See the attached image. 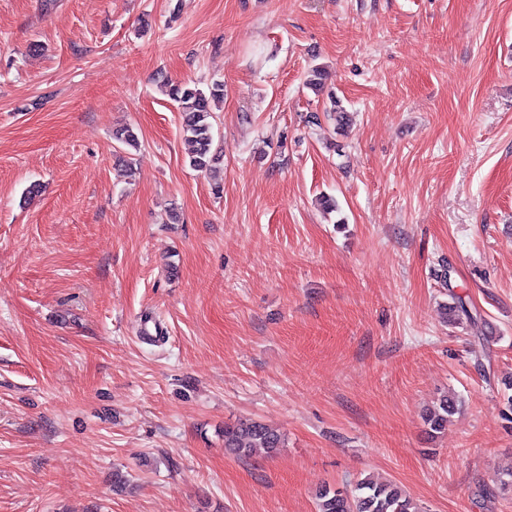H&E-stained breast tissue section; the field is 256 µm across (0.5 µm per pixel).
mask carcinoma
Wrapping results in <instances>:
<instances>
[{"instance_id": "obj_1", "label": "carcinoma", "mask_w": 512, "mask_h": 512, "mask_svg": "<svg viewBox=\"0 0 512 512\" xmlns=\"http://www.w3.org/2000/svg\"><path fill=\"white\" fill-rule=\"evenodd\" d=\"M167 94L178 104L183 133L193 144L190 166L198 171L212 170L223 158V147L215 144L213 107L224 98V84L215 82L204 91L188 83H170ZM457 407L453 397L440 399L425 415L429 432L444 429ZM284 446V435L260 421L224 427V449L239 457H249L259 449L271 454ZM317 499L318 512H420L400 487L370 477L357 481L355 493L350 496L325 487Z\"/></svg>"}]
</instances>
